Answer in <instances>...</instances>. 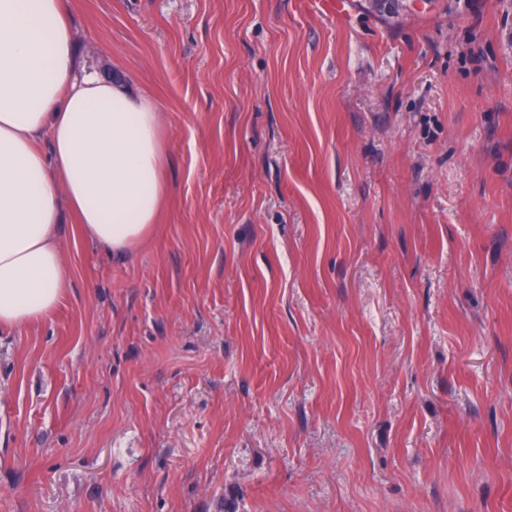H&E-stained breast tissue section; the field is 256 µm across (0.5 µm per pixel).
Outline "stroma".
<instances>
[{"label": "stroma", "instance_id": "obj_1", "mask_svg": "<svg viewBox=\"0 0 512 512\" xmlns=\"http://www.w3.org/2000/svg\"><path fill=\"white\" fill-rule=\"evenodd\" d=\"M169 193L0 329V512H512V0H76Z\"/></svg>", "mask_w": 512, "mask_h": 512}]
</instances>
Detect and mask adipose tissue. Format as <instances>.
I'll return each instance as SVG.
<instances>
[{"instance_id":"1","label":"adipose tissue","mask_w":512,"mask_h":512,"mask_svg":"<svg viewBox=\"0 0 512 512\" xmlns=\"http://www.w3.org/2000/svg\"><path fill=\"white\" fill-rule=\"evenodd\" d=\"M72 7L0 0V327L44 320L69 288L63 212L123 253L150 233L169 190L155 105L77 74Z\"/></svg>"}]
</instances>
